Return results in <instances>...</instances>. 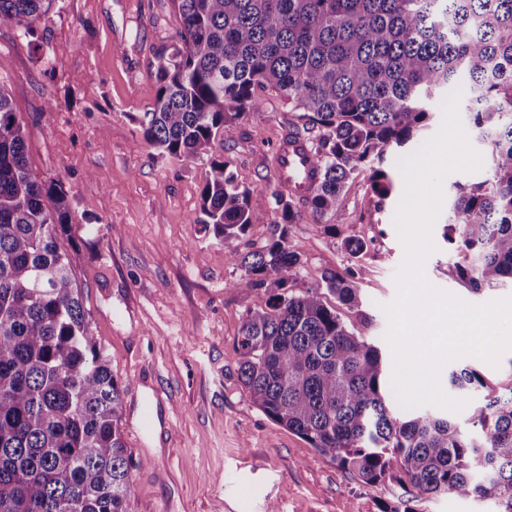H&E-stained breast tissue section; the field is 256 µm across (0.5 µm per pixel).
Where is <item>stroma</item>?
<instances>
[{
    "label": "stroma",
    "mask_w": 512,
    "mask_h": 512,
    "mask_svg": "<svg viewBox=\"0 0 512 512\" xmlns=\"http://www.w3.org/2000/svg\"><path fill=\"white\" fill-rule=\"evenodd\" d=\"M173 0H59L27 35L0 22V82L27 126L28 159L43 181L69 192L72 228L61 239L71 257L91 330L125 389L156 392L161 423L123 437L137 467L130 512H382L398 503L396 482L362 483L352 471L267 418L247 397L234 359L247 307H263L262 289L243 297L244 272L228 244L199 224L205 164L157 157L135 115L154 102L149 64L176 40ZM280 97L258 92L250 114L225 125L215 145L238 183L262 186L248 237L263 242L277 217L280 187L273 157L298 126ZM400 194L378 204L366 176L345 186L343 224L330 236L315 224L294 225L302 264L289 276L301 291L324 271L364 268L367 307L336 310L377 344L386 368L383 305L398 292L406 251L394 226ZM447 213L432 229L436 246L424 262L435 288L479 305L483 294L448 275ZM359 239V257L344 239ZM409 512H495L492 501L438 495L412 498Z\"/></svg>",
    "instance_id": "stroma-1"
}]
</instances>
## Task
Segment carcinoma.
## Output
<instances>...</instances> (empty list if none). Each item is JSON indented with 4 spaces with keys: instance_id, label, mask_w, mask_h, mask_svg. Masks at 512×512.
Masks as SVG:
<instances>
[{
    "instance_id": "carcinoma-1",
    "label": "carcinoma",
    "mask_w": 512,
    "mask_h": 512,
    "mask_svg": "<svg viewBox=\"0 0 512 512\" xmlns=\"http://www.w3.org/2000/svg\"><path fill=\"white\" fill-rule=\"evenodd\" d=\"M55 0H0V22L27 35ZM178 42L151 68L158 84L136 118L159 156L205 162L199 223L238 241L262 188L236 182L210 154L224 125L246 117L259 90L304 119L288 139L310 149L314 184L273 193L277 220L261 245L228 257L244 271L247 308L234 356L242 387L266 417L331 456L366 484L408 479L417 498L448 494L512 512V387L448 374L481 439L432 409L396 417L381 352L350 330L324 293L361 311L363 269L322 275L326 291L288 286L302 254L292 225L336 235L339 196L368 174L378 203L395 190L390 159L421 141L431 102L463 88L468 134L491 165L457 182L444 238L464 261L448 276L491 296L512 282V0H175ZM27 132L0 83V512H128L136 467L123 438L124 389L92 334L58 239L69 192L31 173ZM400 470L405 477H395Z\"/></svg>"
}]
</instances>
